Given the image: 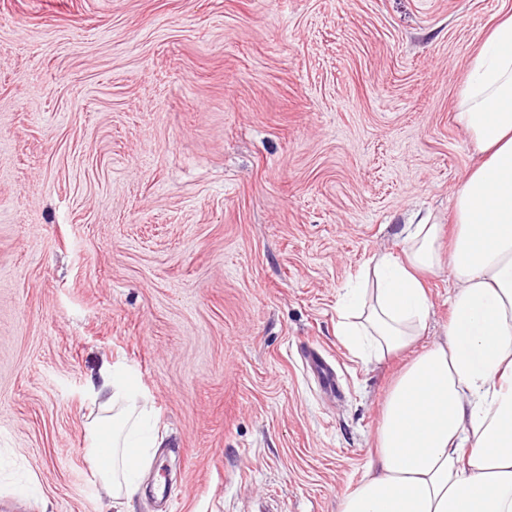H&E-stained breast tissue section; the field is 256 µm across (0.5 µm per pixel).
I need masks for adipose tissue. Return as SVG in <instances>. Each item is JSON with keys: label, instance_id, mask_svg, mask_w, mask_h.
Segmentation results:
<instances>
[{"label": "adipose tissue", "instance_id": "obj_1", "mask_svg": "<svg viewBox=\"0 0 512 512\" xmlns=\"http://www.w3.org/2000/svg\"><path fill=\"white\" fill-rule=\"evenodd\" d=\"M456 120L485 159L455 197L451 247L433 216L404 225L401 256L374 258L341 305L338 335L381 361L427 333L423 275L453 277L443 336L392 383L341 512H512V15L473 57ZM92 392L95 474L113 499L130 497L148 458L139 393L106 376Z\"/></svg>", "mask_w": 512, "mask_h": 512}]
</instances>
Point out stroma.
I'll return each mask as SVG.
<instances>
[{
	"mask_svg": "<svg viewBox=\"0 0 512 512\" xmlns=\"http://www.w3.org/2000/svg\"><path fill=\"white\" fill-rule=\"evenodd\" d=\"M512 0H0V512H116L103 370L158 436L128 512H340L388 390L336 334L481 157L455 119ZM449 270L428 279L430 338ZM336 371L324 389L305 355Z\"/></svg>",
	"mask_w": 512,
	"mask_h": 512,
	"instance_id": "obj_1",
	"label": "stroma"
}]
</instances>
